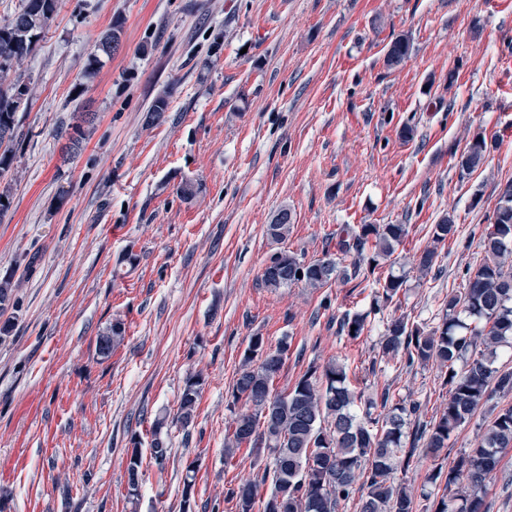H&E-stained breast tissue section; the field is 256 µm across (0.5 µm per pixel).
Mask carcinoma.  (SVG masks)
<instances>
[{"instance_id": "cac0c4a2", "label": "carcinoma", "mask_w": 512, "mask_h": 512, "mask_svg": "<svg viewBox=\"0 0 512 512\" xmlns=\"http://www.w3.org/2000/svg\"><path fill=\"white\" fill-rule=\"evenodd\" d=\"M58 0H21L11 19L0 24V177L10 171L15 153L16 114L26 104L29 87L10 78V71L36 50L53 21ZM122 26L115 22L97 41V50L105 55L115 51ZM410 52V42L400 38L391 43L386 65H399ZM94 117L81 113L72 125L66 146L76 153L86 139L85 127ZM488 144L477 137L467 143L457 166L470 174L479 169ZM292 217L281 210L268 225L271 237L288 235ZM456 224L444 217L431 227L432 245L417 259L423 275L432 271L438 246L454 237ZM404 224H346L336 233V253L305 262L293 252L273 254L264 268L261 282L266 288H290L302 283L324 288L339 277L358 275L363 265L378 266L390 260L404 243ZM483 261L463 271L464 287L448 294L443 301L441 323L429 330L401 314L385 323L380 341L381 358L397 359L406 368L436 364L448 386V402L439 417L417 422L411 433L405 428L417 414L420 404L404 400L393 402L389 390L378 399H364L362 391L351 385L346 368L329 363L311 366L289 391H273V383L288 357V345L275 349L266 346L261 336L252 337L233 385L235 399L253 406V412L241 413L224 436V462L233 459L244 445L263 446L272 455V464L262 482H271L269 496L258 493V485L246 483L228 490V498L237 501L239 512H338L341 503L355 493L359 512H414L415 497L406 479L410 459L418 449L438 461L428 476L432 485H443L448 495L441 498L435 512H486L484 491L496 473L500 454L512 447V406L501 409L485 428L475 448L462 452L445 467L439 463L448 453V440L474 413L479 404L499 392L512 391V370L493 367L497 348L512 338V182L500 189L493 222L481 237ZM350 258L342 267L337 257ZM375 307L400 302L406 287L405 277L389 274L376 281ZM13 275L0 277V316L13 299ZM368 314H344L338 332L358 339ZM124 338V327L115 322L99 337V353L107 356ZM202 382L187 381L178 407L177 420L189 427L198 407ZM364 404L363 416L355 407ZM127 453V496L135 498L143 455L141 441L131 439ZM150 459L163 467L171 452L167 442L154 433ZM363 474L355 488L357 474Z\"/></svg>"}]
</instances>
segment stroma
<instances>
[{"label":"stroma","mask_w":512,"mask_h":512,"mask_svg":"<svg viewBox=\"0 0 512 512\" xmlns=\"http://www.w3.org/2000/svg\"><path fill=\"white\" fill-rule=\"evenodd\" d=\"M122 42L94 77L100 34ZM408 58L385 64L394 39ZM512 0H58L20 69L32 97L17 114L12 207L0 221V275L13 274V329L0 339V512H180L196 465L193 512H237L228 487L272 457L243 448L224 464L236 372L251 337L287 342L276 390L309 365L343 364L376 395L419 402L431 420L448 401L437 366L378 361L376 281L407 278L400 308L431 328L443 301L478 266L498 193L512 182ZM168 108L148 124L158 96ZM97 115L66 159L74 117ZM412 137H403L404 128ZM491 140L482 167L456 152ZM196 194L180 196V185ZM288 237L267 232L280 209ZM451 215L457 232L420 275L414 255ZM345 224H404L394 265L313 290L261 284L280 251L322 258ZM35 268H28L31 255ZM364 313L360 338L337 330ZM125 339L97 348L112 323ZM203 385L189 427L173 424L186 381ZM512 392L480 404L448 442L475 447ZM171 452L144 461L127 497L131 437L149 444L157 418Z\"/></svg>","instance_id":"obj_1"}]
</instances>
